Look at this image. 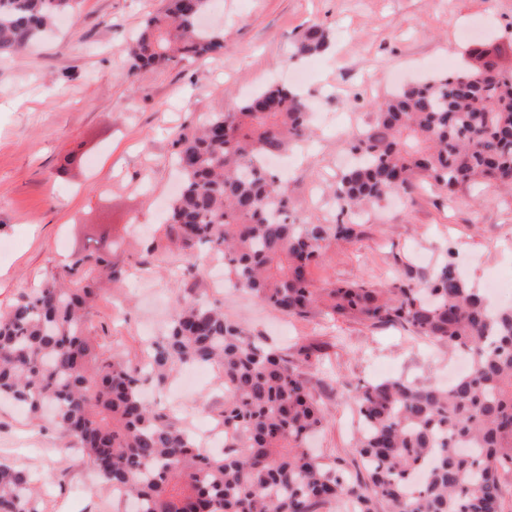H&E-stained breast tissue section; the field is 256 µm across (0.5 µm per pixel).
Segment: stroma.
Instances as JSON below:
<instances>
[{"label": "stroma", "instance_id": "35a3bbf8", "mask_svg": "<svg viewBox=\"0 0 512 512\" xmlns=\"http://www.w3.org/2000/svg\"><path fill=\"white\" fill-rule=\"evenodd\" d=\"M164 0H80L20 56L0 57V307L38 287L65 256L101 225L122 244L112 260L126 274L100 280L94 305L100 342L125 356L139 353L166 326L178 290L192 288L223 302L225 315L265 343L299 355L326 420L311 448L354 465L356 413L330 376L355 386L402 377L443 380L457 355L447 345L412 339L396 325L290 318L248 295L215 289L200 261L166 249L162 214L180 175L173 141L199 117L235 108L292 69L312 72L303 95L326 116L286 184L298 217L336 221L330 187L347 167V142L371 122L375 102L398 82L459 68L471 41L499 51L512 70V0H223L207 25L224 32L223 51L165 68L135 70L127 42ZM321 24L328 50L293 58L302 31ZM70 165H62L67 153ZM475 287L488 275L512 281V185L488 183L447 200L418 183L409 197L370 209L354 241L331 248L311 270L317 287L333 281L381 284L395 276L422 281L443 262ZM182 393L179 418L194 427L220 423L222 372ZM46 422L0 405V460L56 475L41 493L43 512H125L80 455L61 454Z\"/></svg>", "mask_w": 512, "mask_h": 512}]
</instances>
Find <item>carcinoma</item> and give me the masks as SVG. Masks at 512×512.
<instances>
[{
    "mask_svg": "<svg viewBox=\"0 0 512 512\" xmlns=\"http://www.w3.org/2000/svg\"><path fill=\"white\" fill-rule=\"evenodd\" d=\"M78 0H0V55L22 52ZM208 0H168L133 38L132 68L177 65L224 48V33L200 28ZM329 46L320 24L293 56ZM311 103L272 85L236 110L210 116L174 141L183 175L165 237L189 264L224 261L230 285L290 318L323 315L398 325L417 338L465 349L466 374L448 386L393 378L353 389L356 441L365 476L348 477L308 447L325 421L296 360L256 342L223 307L183 290L167 329L144 357H116L97 341L94 274L115 281L121 241L108 232L57 267L32 294L0 311V400L51 420L62 448L77 449L101 482L142 512H320L341 500L350 512H504L512 475V307L493 309L451 262L426 282L395 279L316 288L312 265L359 235L355 216L405 196L420 178L448 200L482 180L512 184V72L483 42L460 69L403 86L376 104L349 142L358 163L333 188L341 219H290L288 188L267 160L308 138ZM217 365L224 376V452L209 453L172 413L142 397L144 382ZM0 512H41L33 477L0 461Z\"/></svg>",
    "mask_w": 512,
    "mask_h": 512,
    "instance_id": "cac0c4a2",
    "label": "carcinoma"
}]
</instances>
